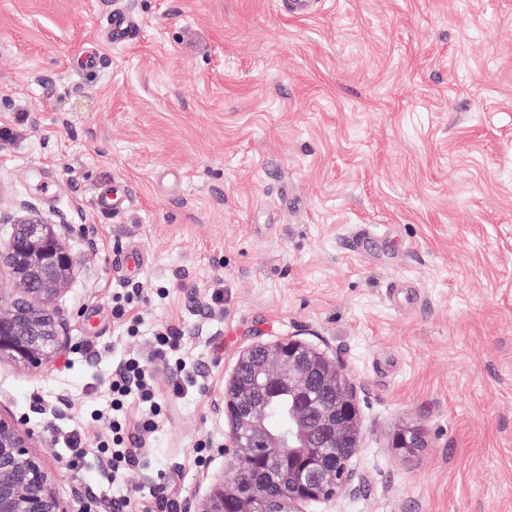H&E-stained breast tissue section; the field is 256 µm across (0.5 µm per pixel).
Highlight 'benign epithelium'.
Listing matches in <instances>:
<instances>
[{"instance_id": "1", "label": "benign epithelium", "mask_w": 512, "mask_h": 512, "mask_svg": "<svg viewBox=\"0 0 512 512\" xmlns=\"http://www.w3.org/2000/svg\"><path fill=\"white\" fill-rule=\"evenodd\" d=\"M23 215L4 216L12 224L9 241L0 246V264L8 266L19 296L0 304V360L36 367L61 342L60 321L52 301L75 264L60 236L29 205ZM288 389L295 407L288 429L274 428L267 399ZM225 414L232 421L236 460L256 468V489L270 467L288 459V484L279 489L276 512H297L303 502L351 493L349 461L360 447L362 422L352 386L336 361L293 337L260 343L240 357L225 386ZM392 446L407 453L422 447L420 434L405 427L393 434ZM344 451L343 467L330 448ZM243 474L228 478L201 498H190L183 512H262L260 498L241 491ZM0 512H62L48 474L31 451L29 438L14 421L0 415Z\"/></svg>"}]
</instances>
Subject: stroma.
<instances>
[{
	"mask_svg": "<svg viewBox=\"0 0 512 512\" xmlns=\"http://www.w3.org/2000/svg\"><path fill=\"white\" fill-rule=\"evenodd\" d=\"M117 181L127 202L100 212ZM22 201L66 216L76 263L61 351L0 361V414L62 512H118L161 476L206 495L233 462L226 381L288 336L336 360L362 421L354 494L301 512H512V0H316L302 19L282 0H0V207ZM124 284L133 336L112 314ZM161 328L200 391L122 489L95 456L66 467L61 436L100 433L117 362ZM404 426L423 448H392Z\"/></svg>",
	"mask_w": 512,
	"mask_h": 512,
	"instance_id": "35a3bbf8",
	"label": "stroma"
}]
</instances>
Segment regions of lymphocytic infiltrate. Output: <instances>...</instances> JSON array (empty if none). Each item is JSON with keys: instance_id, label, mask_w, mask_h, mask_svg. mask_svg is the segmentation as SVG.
Masks as SVG:
<instances>
[{"instance_id": "lymphocytic-infiltrate-1", "label": "lymphocytic infiltrate", "mask_w": 512, "mask_h": 512, "mask_svg": "<svg viewBox=\"0 0 512 512\" xmlns=\"http://www.w3.org/2000/svg\"><path fill=\"white\" fill-rule=\"evenodd\" d=\"M153 353L165 359L174 377L167 391L156 385L151 364L142 354L131 352L119 360L112 376V415L107 436L96 446L98 454L106 460V480L127 481L142 467V451L133 447L127 426V410L137 405L140 410L139 433L153 432L160 417L164 416L172 401L182 398L198 386L195 366L180 356V338L172 330L158 331L152 338Z\"/></svg>"}]
</instances>
